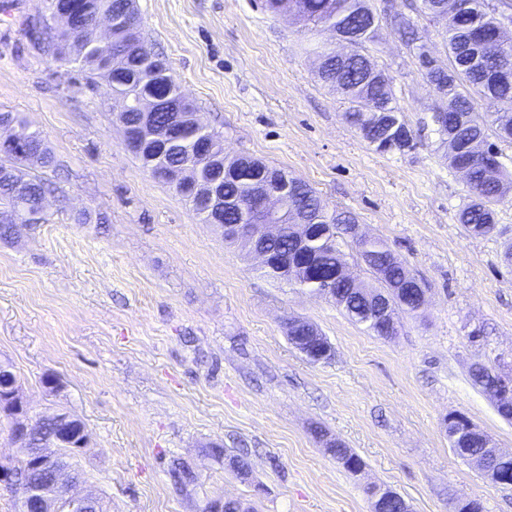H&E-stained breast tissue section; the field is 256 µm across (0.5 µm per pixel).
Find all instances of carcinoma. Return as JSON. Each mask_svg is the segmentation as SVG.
Instances as JSON below:
<instances>
[{
  "label": "carcinoma",
  "mask_w": 512,
  "mask_h": 512,
  "mask_svg": "<svg viewBox=\"0 0 512 512\" xmlns=\"http://www.w3.org/2000/svg\"><path fill=\"white\" fill-rule=\"evenodd\" d=\"M467 5L468 15L482 36L460 26L458 16L450 14V0H421L418 15L441 18L446 21L448 58L446 69L426 70V75L436 93L448 99L452 110L442 122L436 123V133L448 145L456 144L458 155L448 154V165L455 167L458 159L471 162L470 179L466 184L469 202L458 214L459 223L473 237L497 234L495 206L512 189V174L500 161V150L488 142V132H493L501 142L512 143V43L506 47L498 44L497 29L500 16L512 10V0H461ZM84 10L88 15L98 12L111 21L110 39L103 45L90 33L81 37L68 28L56 24L46 26L49 44L60 57L77 63L88 71L87 79L100 78L108 83L115 96L148 99L152 96L184 100L181 86L170 72L167 63L148 50L141 33V22L134 0H49L53 13L69 7ZM262 9L274 15L294 16L313 28L336 31L354 37L356 44L370 41L379 26V15L373 11L369 0H261ZM391 24L401 38L417 50L422 66H427L426 44L420 35L418 23L407 15H394ZM321 59L320 80L340 89L349 106L344 118L369 145L380 153L403 152L415 146V139L401 109L398 107L385 72L371 62L369 57L357 53L351 58H338L336 52H318ZM493 106L490 112H480L476 99ZM169 115L165 109L156 111L151 136L154 147L135 153L142 166L159 179L164 172L186 162L200 166L206 175L210 164L198 157L194 148L204 133L195 125L184 124L177 140L168 138ZM25 143L21 153H0V169H15L19 165L50 168L54 157L46 147L41 132L24 117L12 112L0 115V139ZM245 166L250 175L260 177L265 170H273L280 177L288 175L282 168L261 159L241 156L224 160V167L231 169ZM297 184L298 199L294 201V223L287 224L282 234L267 241L266 248L286 254L292 251L293 224L314 225L308 240L307 251L315 261L336 272V292L332 302L353 323L368 332L380 335L383 321L376 316L379 305H389L388 319L398 325L400 316L418 312L420 283L410 275L405 263L396 256L384 241L365 239L354 233L356 218L348 211L330 205L305 182L292 177ZM253 186L231 173L224 174V197L246 201ZM50 193V185L39 175L27 178L19 188L4 179L0 180V207H18L19 201L36 203ZM258 218L238 207L224 209L226 224H254ZM348 236L355 245L360 261L372 272L379 288L370 297L361 295L342 277L348 271L346 253L339 238Z\"/></svg>",
  "instance_id": "cac0c4a2"
}]
</instances>
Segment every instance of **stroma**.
Segmentation results:
<instances>
[{"mask_svg":"<svg viewBox=\"0 0 512 512\" xmlns=\"http://www.w3.org/2000/svg\"><path fill=\"white\" fill-rule=\"evenodd\" d=\"M135 5L149 48L223 135L225 154L283 168L352 212L427 301L383 338L326 298L262 275L128 151L106 83L87 84L30 33L46 0H16L0 12V111L43 133L55 190L38 224L0 240V361L32 415L85 424L76 492L100 498L103 512H200L225 497L254 512H371L366 489L380 485L412 512H453L461 498L512 512V486L458 456L443 426L464 414L512 453V421L471 378L478 363L512 374V193L495 208L499 236L465 233L467 188L431 120L447 101L415 49L384 19L362 48L390 76L417 142L380 153L317 76L315 43L344 48L331 33L312 35L258 0ZM294 318L327 337L330 361L294 348ZM50 375L57 390L44 386ZM333 441L360 456L359 475L331 455ZM244 449L245 480L228 465ZM180 463L194 482L171 480Z\"/></svg>","mask_w":512,"mask_h":512,"instance_id":"obj_1","label":"stroma"}]
</instances>
